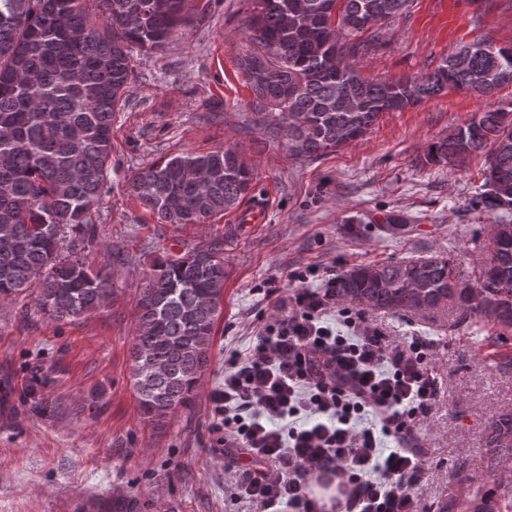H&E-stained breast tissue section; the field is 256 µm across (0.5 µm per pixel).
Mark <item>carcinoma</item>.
<instances>
[{
	"mask_svg": "<svg viewBox=\"0 0 512 512\" xmlns=\"http://www.w3.org/2000/svg\"><path fill=\"white\" fill-rule=\"evenodd\" d=\"M187 0H0V302L37 286L35 306L54 321L90 316L109 304L112 273L93 271L75 248L92 238L93 217L112 160V124L124 106L132 48L161 50L191 22ZM247 44L238 65L255 95L259 124L281 133L289 152L316 159L362 138L384 112L415 106L448 86L480 97L512 84V58L489 39L461 46L433 72L395 80L363 76L349 59L378 45L380 29L411 0H247ZM486 153L474 208L509 222L512 112L476 113L433 143L423 166L458 167ZM252 171L237 150L170 154L135 172L131 195L159 224H203L236 208ZM69 254H64V246ZM474 282L448 257L357 264L339 273V299L370 311L457 312L455 326L486 321L494 367L512 375V237L489 242ZM224 240L171 258L159 255L136 296L130 376L142 419L164 428L190 407L212 358L223 316ZM491 484L450 491L438 512H512V411L488 425Z\"/></svg>",
	"mask_w": 512,
	"mask_h": 512,
	"instance_id": "carcinoma-1",
	"label": "carcinoma"
}]
</instances>
